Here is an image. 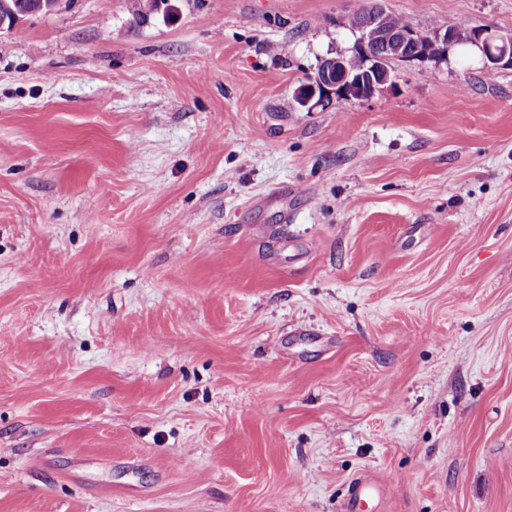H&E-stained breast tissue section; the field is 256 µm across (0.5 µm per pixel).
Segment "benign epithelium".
Instances as JSON below:
<instances>
[{"label": "benign epithelium", "mask_w": 512, "mask_h": 512, "mask_svg": "<svg viewBox=\"0 0 512 512\" xmlns=\"http://www.w3.org/2000/svg\"><path fill=\"white\" fill-rule=\"evenodd\" d=\"M67 0H39L32 11L0 16V31L12 29L26 16L51 14L60 10ZM387 10L379 3L359 12L355 48L366 49L373 44L378 51L368 55V65L360 71L350 68L343 54L321 59L316 70L296 91V102L311 112L330 97L338 99L368 98L395 84L391 64L429 58L427 47L439 46L446 52L454 44L478 46L485 67L492 71L501 66H512V34L500 35L483 27L464 36L453 29L437 28L427 33L415 30L397 36L387 26Z\"/></svg>", "instance_id": "benign-epithelium-1"}]
</instances>
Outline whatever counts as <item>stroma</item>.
I'll return each mask as SVG.
<instances>
[{"label":"stroma","instance_id":"1","mask_svg":"<svg viewBox=\"0 0 512 512\" xmlns=\"http://www.w3.org/2000/svg\"><path fill=\"white\" fill-rule=\"evenodd\" d=\"M170 3L0 33V512H512V67L310 112L372 0ZM381 487L382 483L379 479L368 475L355 479L351 484L349 498L341 512L364 511V507L379 495Z\"/></svg>","mask_w":512,"mask_h":512}]
</instances>
